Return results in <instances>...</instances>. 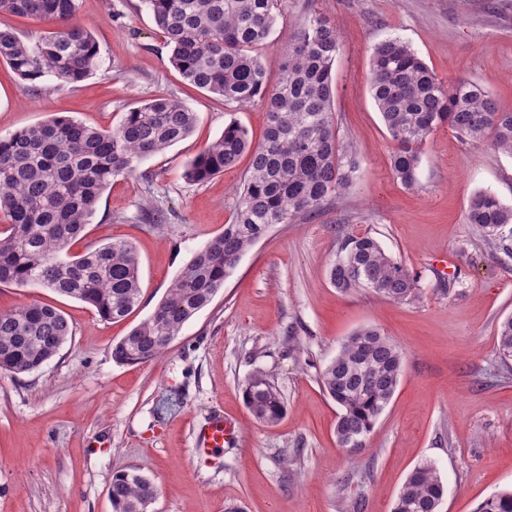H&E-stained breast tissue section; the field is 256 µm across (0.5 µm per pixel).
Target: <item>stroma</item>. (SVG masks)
Instances as JSON below:
<instances>
[{
	"label": "stroma",
	"mask_w": 512,
	"mask_h": 512,
	"mask_svg": "<svg viewBox=\"0 0 512 512\" xmlns=\"http://www.w3.org/2000/svg\"><path fill=\"white\" fill-rule=\"evenodd\" d=\"M315 10L342 39L333 68L340 138L357 145L349 190L311 219L277 224L241 257L213 301L187 321L157 361L119 365L112 346L148 317L193 253L233 217V187L248 158L204 183L187 162L237 119L253 141L267 123L261 103L225 106L183 81L144 0H76L73 21L99 47L95 74L76 84L21 80L0 62V135L67 116L111 128L160 95L182 100L199 121L191 136L143 159L102 194L72 247L131 242L141 302L121 321L37 286H0V309L42 301L73 336L41 370L0 373V512H112L120 470L153 480L152 512H391L413 468L435 464L446 487L441 512H477L512 489V374L496 350L498 322L512 314V237L490 243L465 221L469 197L494 192L512 206V156L443 127L426 142L412 188L390 171L395 147L369 89L378 42H408L445 82L468 78L512 109V0H286L261 51L288 52L297 19ZM348 234L374 236L420 277L403 303L360 288H334L326 269ZM453 264L441 268L440 255ZM372 325L399 343L397 390L365 448L338 446V409L318 373L341 342ZM273 375L286 402L275 424L243 400L256 370ZM223 412L236 435L221 458L199 452L193 431ZM299 452L295 465L285 456Z\"/></svg>",
	"instance_id": "stroma-1"
}]
</instances>
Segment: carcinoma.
<instances>
[{
	"instance_id": "cac0c4a2",
	"label": "carcinoma",
	"mask_w": 512,
	"mask_h": 512,
	"mask_svg": "<svg viewBox=\"0 0 512 512\" xmlns=\"http://www.w3.org/2000/svg\"><path fill=\"white\" fill-rule=\"evenodd\" d=\"M170 47L169 61L184 81L226 104L260 102L268 117L260 144L236 121L189 162L184 177L203 183L249 155L247 176L234 192L232 223L208 239L184 265L153 313L112 347L122 365L152 362L166 351L183 325L211 303L241 256L275 224H294L322 209L352 185L359 166L355 146L336 133L333 67L341 41L336 24L319 12L302 15L288 55L271 80L259 49L276 23L278 0H145ZM75 0H0V12L27 15L54 25L23 40L0 29V60L34 82L47 75L75 84L92 75L99 49L91 33L70 20ZM370 90L395 143L394 178L418 182L422 149L438 128L448 126L472 141L490 139L512 155V110L465 78L446 84L409 43L387 38L370 53ZM197 113L181 100L159 96L124 113L118 126L102 129L54 117L0 137V286L38 285L91 306L104 320L119 321L139 305V260L132 244L88 248L62 258L84 236L103 192L129 175L144 158L189 137ZM466 222L495 239L512 224V206L487 190L474 192ZM341 292L366 288L393 302L415 297L419 276L387 254L368 235L341 240L327 269ZM73 336V325L43 302L0 310V371L14 376L39 371ZM497 353L512 360V315L497 329ZM403 349L374 327L348 336L319 373V382L340 409L338 444H366L402 375ZM243 398L254 418L278 422L286 404L274 379L257 369ZM157 488L130 469L115 474L113 512H147ZM445 485L430 463L408 475L391 512H439ZM478 512H512V491L484 500Z\"/></svg>"
}]
</instances>
